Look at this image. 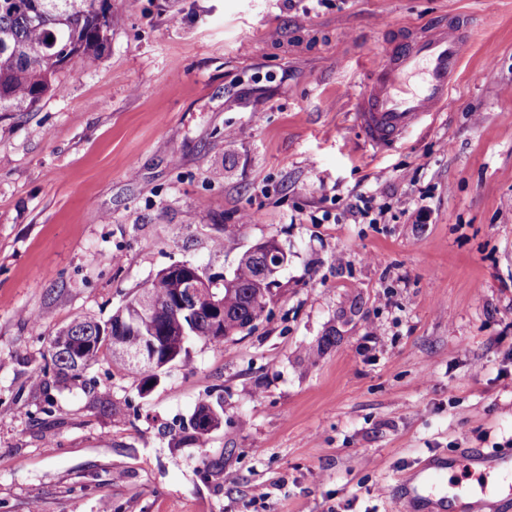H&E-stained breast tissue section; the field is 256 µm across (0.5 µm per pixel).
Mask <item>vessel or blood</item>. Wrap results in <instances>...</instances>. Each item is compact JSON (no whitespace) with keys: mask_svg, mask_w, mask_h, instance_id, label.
<instances>
[{"mask_svg":"<svg viewBox=\"0 0 512 512\" xmlns=\"http://www.w3.org/2000/svg\"><path fill=\"white\" fill-rule=\"evenodd\" d=\"M470 43V29L456 17L389 43L353 96L356 122L367 142L391 146L444 107Z\"/></svg>","mask_w":512,"mask_h":512,"instance_id":"b4317fda","label":"vessel or blood"}]
</instances>
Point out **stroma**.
Returning a JSON list of instances; mask_svg holds the SVG:
<instances>
[{
    "label": "stroma",
    "mask_w": 512,
    "mask_h": 512,
    "mask_svg": "<svg viewBox=\"0 0 512 512\" xmlns=\"http://www.w3.org/2000/svg\"><path fill=\"white\" fill-rule=\"evenodd\" d=\"M94 64L0 112V512H512V478L434 455L512 448V0H112ZM467 17L446 109L383 150L347 93L398 33ZM288 251L249 331L196 340L147 395L100 360L32 383L48 340L177 262ZM323 354L307 352L323 337ZM224 420L172 436L204 400ZM263 500H256V492Z\"/></svg>",
    "instance_id": "1"
}]
</instances>
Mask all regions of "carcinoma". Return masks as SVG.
<instances>
[{
    "label": "carcinoma",
    "mask_w": 512,
    "mask_h": 512,
    "mask_svg": "<svg viewBox=\"0 0 512 512\" xmlns=\"http://www.w3.org/2000/svg\"><path fill=\"white\" fill-rule=\"evenodd\" d=\"M112 31L110 0H0V112H27L46 94L59 93L56 82L63 66L71 61L94 63ZM269 267L245 251L230 277H221L215 291L224 309V325L203 339L222 344L249 331L270 302ZM181 281L159 271L151 282L118 307L108 319H73L49 340L51 364L36 381L45 385L76 383L84 372L106 355L123 368L143 375L139 395L149 392L157 371L137 356L154 334L156 364L182 361L195 329L212 326L213 315L204 307L194 312L176 305ZM142 300L144 316L136 329L119 326L129 320V304ZM94 405L114 416L123 415L110 394L87 390ZM224 417L221 401H202L180 427L175 445H193L219 427Z\"/></svg>",
    "instance_id": "1"
}]
</instances>
